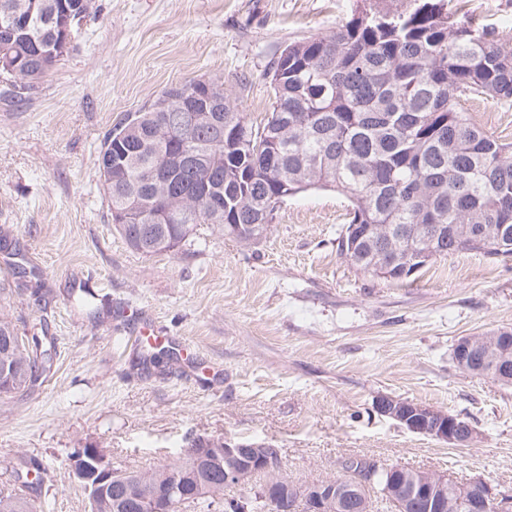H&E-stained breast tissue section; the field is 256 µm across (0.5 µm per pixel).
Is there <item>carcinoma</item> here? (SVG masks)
Returning a JSON list of instances; mask_svg holds the SVG:
<instances>
[{"label":"carcinoma","mask_w":512,"mask_h":512,"mask_svg":"<svg viewBox=\"0 0 512 512\" xmlns=\"http://www.w3.org/2000/svg\"><path fill=\"white\" fill-rule=\"evenodd\" d=\"M55 0H0V57L17 62L14 96L54 67L62 43L51 18ZM26 18L22 27L5 15ZM273 102L255 128L229 99L215 104L199 79L161 97L199 93L193 112H221L222 127L181 131L179 109L151 104L113 127L99 153V177L112 223L133 250L156 255L189 241L197 227L245 245L264 237L269 204L308 190L346 197V237L339 252L359 270L387 282L409 279L405 252L430 227L433 257L463 250L512 256V143L488 135L461 107L470 94L512 100V39L448 16V0H404L395 12L364 9L336 30L288 44L273 64ZM250 135L240 145V133ZM55 346L36 330L0 317V394L24 395L51 372ZM371 488L382 490L384 466ZM107 493L88 489L91 512H213L208 488L224 470L194 487L193 461L146 470H114ZM180 476L194 494L179 503L151 488ZM224 512H297L296 493L269 500L253 489L223 499ZM0 512H33L22 497H0Z\"/></svg>","instance_id":"obj_1"}]
</instances>
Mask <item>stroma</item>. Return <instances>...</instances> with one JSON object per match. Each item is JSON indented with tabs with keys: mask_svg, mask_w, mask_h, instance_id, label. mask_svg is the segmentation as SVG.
Returning a JSON list of instances; mask_svg holds the SVG:
<instances>
[{
	"mask_svg": "<svg viewBox=\"0 0 512 512\" xmlns=\"http://www.w3.org/2000/svg\"><path fill=\"white\" fill-rule=\"evenodd\" d=\"M99 15L19 102L0 76V309L47 325L58 360L34 392L0 399V494L37 512H89L75 449L118 469L175 462L201 438L266 442L281 474L308 485L359 456L384 466L475 477L512 491V385L467 374L459 337L512 327V257L462 251L400 283L358 270L336 239L347 200L288 199L251 246L200 226L190 244L147 256L115 230L99 179L110 129L175 83L217 78L253 125L268 115L270 67L289 43L327 34L374 0H98ZM452 15L512 36V0H448ZM462 108L512 143V102L473 95ZM42 294L18 287L9 254ZM96 296L89 319L70 292ZM152 328L174 356L142 369ZM381 395L459 416L465 448L382 416ZM34 458L46 469L28 484Z\"/></svg>",
	"mask_w": 512,
	"mask_h": 512,
	"instance_id": "stroma-1",
	"label": "stroma"
}]
</instances>
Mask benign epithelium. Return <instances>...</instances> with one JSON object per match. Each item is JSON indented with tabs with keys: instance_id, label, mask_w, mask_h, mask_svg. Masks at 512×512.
Returning a JSON list of instances; mask_svg holds the SVG:
<instances>
[{
	"instance_id": "1",
	"label": "benign epithelium",
	"mask_w": 512,
	"mask_h": 512,
	"mask_svg": "<svg viewBox=\"0 0 512 512\" xmlns=\"http://www.w3.org/2000/svg\"><path fill=\"white\" fill-rule=\"evenodd\" d=\"M59 10L64 21L61 30L69 32L71 26L86 13L91 12L90 6L76 12L66 3H61ZM512 346V336L498 333L476 338L462 336L454 343L455 361L465 370H470L472 359L476 356L492 357L499 367V375L505 377L512 371V357L508 356L507 348ZM378 412L402 425L409 432L425 437L442 440L456 447H465L476 437V430L460 421V418L432 407L403 400L391 395H383L376 399ZM195 464L224 469L225 480L235 485L246 486L253 476L263 472L268 476L265 495L272 492H288V481L280 476V461L276 449L264 443H242L231 438L224 441L200 439L192 448ZM74 474L93 484L99 490L106 489L112 482V466L107 464L101 452L90 449L71 458ZM447 478L427 474L410 481L405 492L403 504L419 503L426 512H438L453 504L445 489ZM475 488L464 503L467 512H512V495L504 493L481 477L470 481ZM306 495L310 512H353L360 508L357 504V488L341 479L328 486H308Z\"/></svg>"
}]
</instances>
